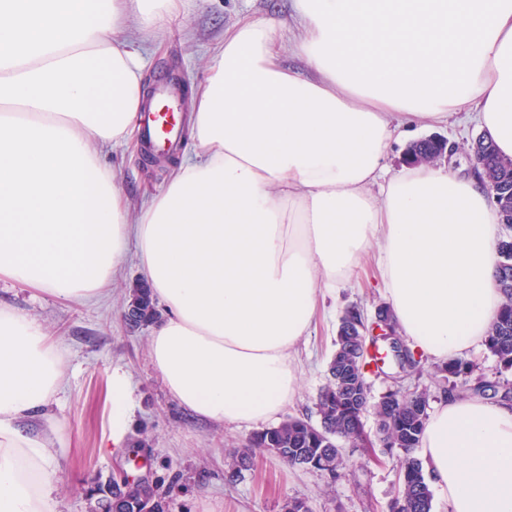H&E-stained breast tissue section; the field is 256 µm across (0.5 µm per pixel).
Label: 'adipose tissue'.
Instances as JSON below:
<instances>
[{"label":"adipose tissue","instance_id":"obj_1","mask_svg":"<svg viewBox=\"0 0 512 512\" xmlns=\"http://www.w3.org/2000/svg\"><path fill=\"white\" fill-rule=\"evenodd\" d=\"M291 3L306 71L279 60L282 23L227 30L191 91L196 151L134 216L98 149L127 144L147 101L135 36L182 0H0V285L85 300L136 244L165 309L151 362L182 408L223 426L279 419L318 296L370 251L398 329L432 360L465 357L504 302L485 178L386 158L462 114L512 158V0ZM63 367L40 322L0 305V512H52L60 428L45 411ZM109 393L118 447L134 406L123 368ZM419 453L449 512H512L511 407L445 399Z\"/></svg>","mask_w":512,"mask_h":512}]
</instances>
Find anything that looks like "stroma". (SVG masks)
I'll return each mask as SVG.
<instances>
[{
  "mask_svg": "<svg viewBox=\"0 0 512 512\" xmlns=\"http://www.w3.org/2000/svg\"><path fill=\"white\" fill-rule=\"evenodd\" d=\"M290 0H185L182 15L139 49L149 86L168 71L187 84L203 83L210 58L225 32L245 15L287 19ZM452 147L454 170L468 174V150L479 135L475 122L429 129ZM138 140L104 149L103 162L117 174L132 212H139L170 179L173 162L151 164ZM141 272L135 252L111 285L84 301L50 297L31 288H0V304L37 319L67 361L57 401L50 412L62 438L53 448L58 472L55 512H108L113 483L147 479L167 512H282L285 500H305L311 512H386L394 494L400 461L382 447L349 449L345 478L330 483L324 474L291 467L274 454L261 453L252 470L230 482L225 466L234 449L244 447L250 429L214 426L191 418L170 396L148 353L151 326L131 327L124 313L129 287ZM387 300L375 256H368L349 282L327 298L315 329L300 353L301 389L286 411L315 418L316 399L325 383L339 320L350 306L365 317ZM125 368L133 386L132 423L121 447L109 444L112 409L109 383L114 367Z\"/></svg>",
  "mask_w": 512,
  "mask_h": 512,
  "instance_id": "35a3bbf8",
  "label": "stroma"
}]
</instances>
